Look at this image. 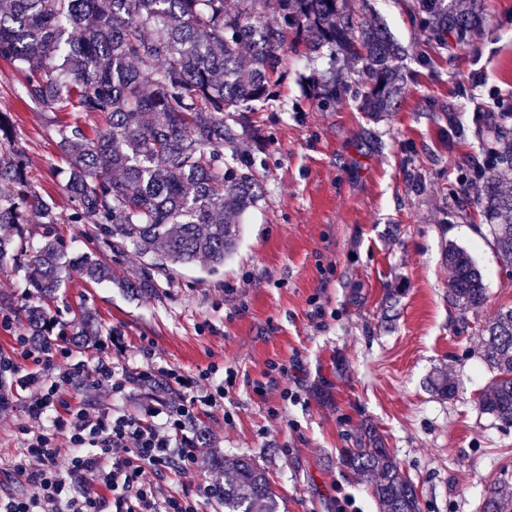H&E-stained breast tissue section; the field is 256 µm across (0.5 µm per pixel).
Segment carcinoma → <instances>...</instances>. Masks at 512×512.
Segmentation results:
<instances>
[{
  "instance_id": "cac0c4a2",
  "label": "carcinoma",
  "mask_w": 512,
  "mask_h": 512,
  "mask_svg": "<svg viewBox=\"0 0 512 512\" xmlns=\"http://www.w3.org/2000/svg\"><path fill=\"white\" fill-rule=\"evenodd\" d=\"M410 11L438 41L466 36L483 24L480 0H412ZM304 46V68L324 52L361 68L312 83L325 112L342 90L356 87L365 112H392L400 93L401 49L378 18L356 17L350 0H0V62L22 77L19 98L51 113L49 123L68 158L64 189L71 213L27 177L13 147V115L0 110V267L24 272L32 291L24 316L33 341L48 342L55 320L43 306L60 287L66 265L86 279L112 281L94 254L66 257L54 239L24 238L26 224H92L100 246L132 249L151 269L199 264L214 273L236 249L241 220L262 196L252 160L242 148L249 113L270 101L288 50ZM504 167L477 193L494 245L512 264V140ZM448 300L465 315L487 299L470 253L451 243ZM481 358L495 372L477 397L482 413L512 426V309L491 322ZM101 330L92 312L80 315L75 342L93 343ZM432 388L443 398L457 385L439 372ZM206 456L224 476V512H283L277 492L250 458ZM342 464L371 485L379 512H421L416 484L382 439L367 431ZM482 512H512L509 480L485 496Z\"/></svg>"
}]
</instances>
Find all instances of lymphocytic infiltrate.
<instances>
[{"mask_svg": "<svg viewBox=\"0 0 512 512\" xmlns=\"http://www.w3.org/2000/svg\"><path fill=\"white\" fill-rule=\"evenodd\" d=\"M19 359L0 358V374L16 377V390L28 392L25 417L17 430L24 451L12 464L14 473L32 486L26 497L0 493V512H200L215 496L208 483L194 496L168 494L157 479L172 471L183 477L195 473V441L188 431L204 409L220 406L225 383L204 389L209 373L192 376L158 363L144 348L141 364L117 366L105 359L95 364L79 360L57 376H48L56 357L67 358L64 344L33 345L19 337ZM32 362L21 371L19 360ZM154 389L155 395L139 415L120 405L68 403L65 387L109 392L125 397L130 386ZM72 449L68 467H60L61 449Z\"/></svg>", "mask_w": 512, "mask_h": 512, "instance_id": "1", "label": "lymphocytic infiltrate"}]
</instances>
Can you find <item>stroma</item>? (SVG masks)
Here are the masks:
<instances>
[{"label": "stroma", "instance_id": "1", "mask_svg": "<svg viewBox=\"0 0 512 512\" xmlns=\"http://www.w3.org/2000/svg\"><path fill=\"white\" fill-rule=\"evenodd\" d=\"M410 0H368L404 50V85L395 111H362L347 90L321 111L297 78L289 54L274 98L252 116L245 148L263 188L243 218L235 253L207 273L177 268L154 277L150 298L124 289L147 261L134 252L103 253L114 280L89 283L76 271L49 303L65 335L75 313L90 309L103 332L120 330L119 365L141 363L151 341L158 357L186 374L236 371L223 409L199 429L226 455H247L285 499L288 512H379L367 483L340 463L364 430H375L416 483L422 512H479L487 488L512 476V427L481 414L476 399L492 379L479 353L482 328L512 308V266L492 246L488 225L466 210L484 158L474 119L481 95L512 105V0H482L485 22L463 41L437 46L408 12ZM18 74L0 63V110L16 120V148L28 176L60 213L70 201L59 169L67 165L44 113L17 97ZM90 224H29L34 241L55 238L69 254L90 251ZM466 248L480 267L487 302L462 329L448 302V244ZM28 289L0 267V357L27 335ZM287 367L273 379L270 363ZM445 371L456 397L434 395L428 380ZM264 393H255L256 385ZM16 418L0 419V487L27 496L11 479L22 450Z\"/></svg>", "mask_w": 512, "mask_h": 512}]
</instances>
